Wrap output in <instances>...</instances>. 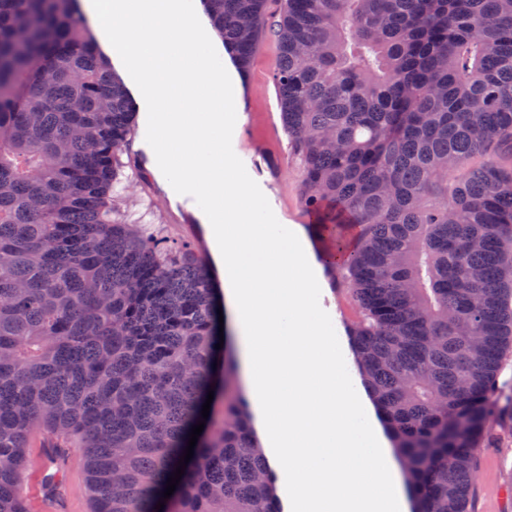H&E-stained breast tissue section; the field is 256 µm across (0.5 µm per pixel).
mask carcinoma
Wrapping results in <instances>:
<instances>
[{"instance_id":"carcinoma-1","label":"carcinoma","mask_w":512,"mask_h":512,"mask_svg":"<svg viewBox=\"0 0 512 512\" xmlns=\"http://www.w3.org/2000/svg\"><path fill=\"white\" fill-rule=\"evenodd\" d=\"M266 2L201 0L241 73L276 41L308 228L413 512H473L512 325V0ZM135 110L79 0H0V512H29L36 434L84 453L90 512H283L202 253L114 218Z\"/></svg>"}]
</instances>
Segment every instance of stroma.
<instances>
[{"mask_svg":"<svg viewBox=\"0 0 512 512\" xmlns=\"http://www.w3.org/2000/svg\"><path fill=\"white\" fill-rule=\"evenodd\" d=\"M220 59L236 89L242 116V133L233 140L235 154L243 161L280 223L306 226L310 218L300 194L299 168L289 151L288 133L278 109L277 90L273 81L276 69V46L262 37L247 73L228 63V51L216 30H209ZM147 114L137 111L135 131L128 154L135 164L125 168L113 190V199L126 224H162L171 242L189 241L206 250L208 260H215L216 245L209 234L203 211L188 195L172 192L168 181L151 163V148L145 140ZM306 251L316 265L321 288L320 305L329 314L338 337L353 386L363 404L372 406L346 333L347 324L357 316V309L346 290L333 288L326 273L324 256L329 241H306ZM491 455L479 456L478 472L486 473L488 483L503 482L512 486V425L499 429ZM29 467L23 476L22 490L32 512H89L86 462L81 452L73 450L57 459L40 439H32L28 450ZM59 472L61 480L54 494H47L42 476Z\"/></svg>","mask_w":512,"mask_h":512,"instance_id":"1","label":"stroma"}]
</instances>
